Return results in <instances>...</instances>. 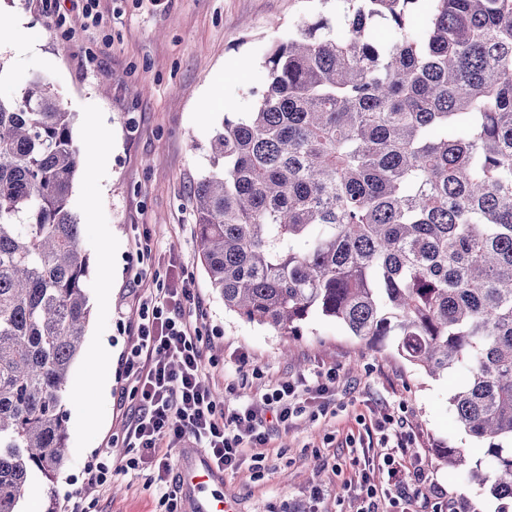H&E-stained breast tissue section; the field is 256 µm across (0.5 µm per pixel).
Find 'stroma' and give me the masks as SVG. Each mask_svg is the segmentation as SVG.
Listing matches in <instances>:
<instances>
[{
  "label": "stroma",
  "instance_id": "stroma-1",
  "mask_svg": "<svg viewBox=\"0 0 512 512\" xmlns=\"http://www.w3.org/2000/svg\"><path fill=\"white\" fill-rule=\"evenodd\" d=\"M343 9V0H98L94 24L80 0L48 8L41 0H0V12L22 17L35 43L22 54L0 49L8 64L0 94L20 95L32 76H42L73 113L77 144L92 124L107 128L113 142L96 172L80 167L70 198L89 257L91 320L64 398L69 453L56 494L82 491L85 462L107 450L112 483L90 512H164L156 491L125 467L134 403L122 357L144 289L183 283L200 303L192 320L206 346L204 378L225 403L285 379L301 388L327 382L288 429L258 448L263 469L247 456L225 473L224 492L238 512H348L362 471L378 483L387 479L365 467L380 451L375 423L386 413L413 434L396 455L422 473L406 488L411 512H450L457 502L469 512H512V501L436 459V448L449 446L465 449L469 466H491L486 442L465 434L451 404L463 372L429 377L393 341L367 343L318 315L294 339L246 322L225 309L198 255L191 190L213 169L211 142L225 113L254 110L271 46L303 23H335ZM110 256L118 271L106 268ZM99 336L112 344L104 367L93 355ZM102 376L109 396L99 402L94 387Z\"/></svg>",
  "mask_w": 512,
  "mask_h": 512
}]
</instances>
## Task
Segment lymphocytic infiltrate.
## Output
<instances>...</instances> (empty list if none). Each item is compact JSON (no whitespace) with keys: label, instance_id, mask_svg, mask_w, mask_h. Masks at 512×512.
Wrapping results in <instances>:
<instances>
[{"label":"lymphocytic infiltrate","instance_id":"lymphocytic-infiltrate-1","mask_svg":"<svg viewBox=\"0 0 512 512\" xmlns=\"http://www.w3.org/2000/svg\"><path fill=\"white\" fill-rule=\"evenodd\" d=\"M189 297L186 287L162 288L150 296L124 362L138 401L126 433L127 445L137 455L127 466L134 470L140 459L148 460L154 472L145 484L159 487L165 512H182L171 449H204L218 468L231 471L246 449L265 444L299 411L295 389L286 381L249 403L216 405L203 380L202 338L183 309ZM379 459L387 480L364 483L355 512H381L385 501L399 505L408 478L421 476L420 470H406L394 453H380Z\"/></svg>","mask_w":512,"mask_h":512}]
</instances>
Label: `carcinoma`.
Segmentation results:
<instances>
[{
	"label": "carcinoma",
	"instance_id": "cac0c4a2",
	"mask_svg": "<svg viewBox=\"0 0 512 512\" xmlns=\"http://www.w3.org/2000/svg\"><path fill=\"white\" fill-rule=\"evenodd\" d=\"M345 2L336 28L274 45L256 109L224 116L222 166L191 193L201 261L249 323L300 336L318 314L465 372L457 422L493 458L470 480L512 499V0H428L416 34L422 0ZM72 122L41 77L0 96V512L66 462L91 314Z\"/></svg>",
	"mask_w": 512,
	"mask_h": 512
}]
</instances>
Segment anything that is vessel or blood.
<instances>
[{
	"instance_id": "obj_1",
	"label": "vessel or blood",
	"mask_w": 512,
	"mask_h": 512,
	"mask_svg": "<svg viewBox=\"0 0 512 512\" xmlns=\"http://www.w3.org/2000/svg\"><path fill=\"white\" fill-rule=\"evenodd\" d=\"M178 474L184 512H236L224 493L223 472L198 449L181 450Z\"/></svg>"
}]
</instances>
